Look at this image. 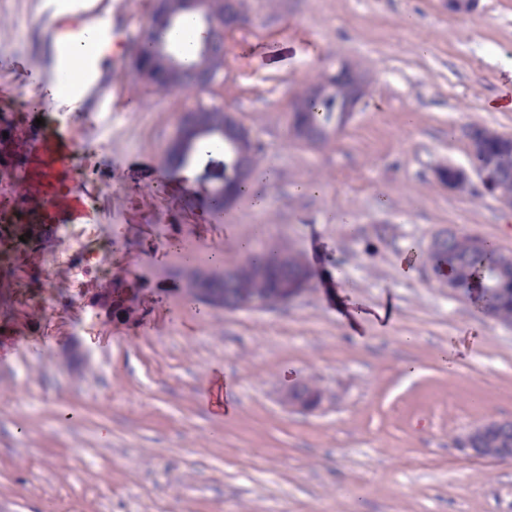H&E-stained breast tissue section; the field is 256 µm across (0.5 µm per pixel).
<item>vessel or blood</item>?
<instances>
[{
    "mask_svg": "<svg viewBox=\"0 0 512 512\" xmlns=\"http://www.w3.org/2000/svg\"><path fill=\"white\" fill-rule=\"evenodd\" d=\"M89 0H53L42 15L45 42L38 59L29 60L45 79H57L70 69L72 47L80 42L88 49L83 65L85 79L94 80L100 104L112 105V89L105 70L116 61L122 32L112 25H97ZM16 96L0 97V110L13 115L17 128L8 129V137H20L27 157L37 164L35 173L22 177L24 191L0 200V238L13 244L16 254L33 263L40 258L38 244L49 238L57 224H90L95 220L85 203L73 164L78 142L74 125L55 120L36 124L34 114L18 111ZM30 242H23V235Z\"/></svg>",
    "mask_w": 512,
    "mask_h": 512,
    "instance_id": "vessel-or-blood-1",
    "label": "vessel or blood"
}]
</instances>
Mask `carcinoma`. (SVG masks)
Here are the masks:
<instances>
[{
    "label": "carcinoma",
    "instance_id": "obj_1",
    "mask_svg": "<svg viewBox=\"0 0 512 512\" xmlns=\"http://www.w3.org/2000/svg\"><path fill=\"white\" fill-rule=\"evenodd\" d=\"M138 54L143 68L150 73L154 91L164 94L189 91L192 75L207 65V59L200 50L196 52V59L189 63L172 51L173 66L167 67L155 59V45L149 38L142 42ZM347 86L348 81L337 80L332 94L304 99L301 111L296 113L299 126L307 129L312 137H319L335 121L337 102ZM198 109L201 113H192L189 119L196 133L187 142L168 147L166 165L172 173L179 174L201 158V142L209 141L218 146L224 152V171L233 172V176L223 179L222 188L207 198L210 211L218 214L239 196L259 193L256 189V183L260 181L256 176V146L241 143L238 131L226 120L224 113L211 112L204 104ZM487 153L497 161L503 182L511 183L512 145L494 140L488 143ZM0 169L10 172L8 179L0 175V186L9 188L18 183L24 165L0 159ZM428 261L435 274L448 275L449 283L462 293L472 288L480 289V299L488 312L502 322H512V263L481 237L448 229L445 238L429 249ZM311 278L309 267L294 255L252 252L247 262L237 270L197 284L190 289V294L210 304L234 309L254 294L291 293ZM135 288L133 281H113L109 288L97 295V302L108 308L112 306V295L127 293L134 298ZM478 447L512 448V429L487 433Z\"/></svg>",
    "mask_w": 512,
    "mask_h": 512
}]
</instances>
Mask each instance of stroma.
<instances>
[{
	"instance_id": "stroma-1",
	"label": "stroma",
	"mask_w": 512,
	"mask_h": 512,
	"mask_svg": "<svg viewBox=\"0 0 512 512\" xmlns=\"http://www.w3.org/2000/svg\"><path fill=\"white\" fill-rule=\"evenodd\" d=\"M252 25L228 40L223 85L156 94L124 62L117 118L83 119L81 183L105 239L98 261L140 278L136 337L91 302L93 273L73 245L42 254L76 305H19L0 335V512H512V462L466 455L456 438L512 420V325L440 284L427 262L452 228L512 253V209L473 180L459 193L434 170L469 167L467 130L512 134V0H245ZM40 47L31 0H0V81L48 107L61 82L24 66ZM350 59L372 84L330 143L289 140L288 105L316 74ZM237 113L272 176L261 198L201 216L204 164L170 182L131 171L161 157L190 100ZM299 254L307 290L265 308L205 311L182 271L239 266L241 242ZM338 277L358 328L328 302ZM79 356L64 362L62 347ZM235 410L202 401L214 371ZM320 391L289 407L291 387Z\"/></svg>"
}]
</instances>
